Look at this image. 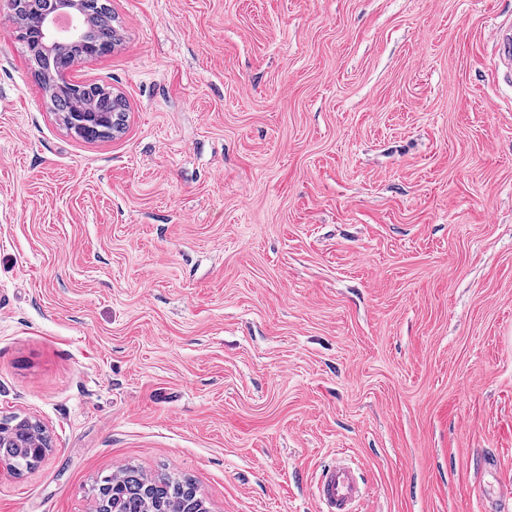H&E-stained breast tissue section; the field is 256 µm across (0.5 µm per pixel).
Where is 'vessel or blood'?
Masks as SVG:
<instances>
[{
    "instance_id": "1",
    "label": "vessel or blood",
    "mask_w": 512,
    "mask_h": 512,
    "mask_svg": "<svg viewBox=\"0 0 512 512\" xmlns=\"http://www.w3.org/2000/svg\"><path fill=\"white\" fill-rule=\"evenodd\" d=\"M313 495L318 512H358L366 489L344 454H337L319 475Z\"/></svg>"
}]
</instances>
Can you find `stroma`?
<instances>
[{"mask_svg": "<svg viewBox=\"0 0 512 512\" xmlns=\"http://www.w3.org/2000/svg\"><path fill=\"white\" fill-rule=\"evenodd\" d=\"M88 142L0 14V419L52 448L0 512H94L102 477L208 512L512 497V0H111ZM497 453V470L478 455ZM500 44L497 68L502 69L505 74L512 78V30L499 29L497 31ZM313 495L319 512H357L366 496V489L347 462L345 452L336 456V462L328 464L319 475ZM108 512H206L198 488L187 479H148L134 468L106 476L98 484Z\"/></svg>", "mask_w": 512, "mask_h": 512, "instance_id": "35a3bbf8", "label": "stroma"}]
</instances>
